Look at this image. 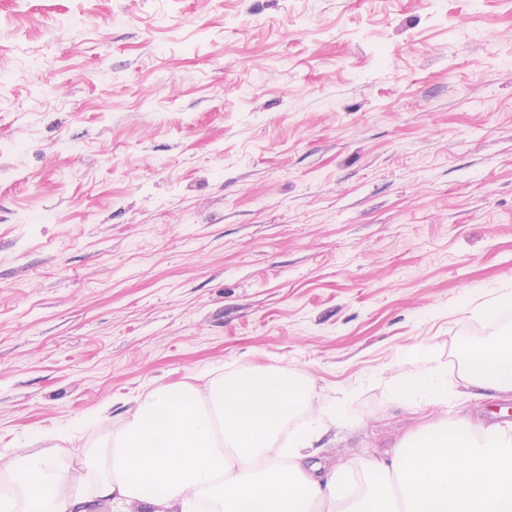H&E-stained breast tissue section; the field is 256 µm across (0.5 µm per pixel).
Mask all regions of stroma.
Returning <instances> with one entry per match:
<instances>
[{"instance_id": "obj_1", "label": "stroma", "mask_w": 512, "mask_h": 512, "mask_svg": "<svg viewBox=\"0 0 512 512\" xmlns=\"http://www.w3.org/2000/svg\"><path fill=\"white\" fill-rule=\"evenodd\" d=\"M506 289L512 0H0V450L268 365L345 407L326 464L511 424L388 400Z\"/></svg>"}]
</instances>
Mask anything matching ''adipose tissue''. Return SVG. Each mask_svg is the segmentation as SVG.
Wrapping results in <instances>:
<instances>
[{"instance_id":"adipose-tissue-1","label":"adipose tissue","mask_w":512,"mask_h":512,"mask_svg":"<svg viewBox=\"0 0 512 512\" xmlns=\"http://www.w3.org/2000/svg\"><path fill=\"white\" fill-rule=\"evenodd\" d=\"M462 384L447 368L427 365L391 386V400L410 408L457 395L512 393V336L477 347L462 341ZM307 421L291 428V421ZM340 406L319 407L310 379L277 366L221 375L203 385L159 386L134 399L124 424L75 467L58 452L59 434H42L29 458L0 450V475L12 481L0 512H92L69 495L85 469L96 495L140 512H512V427L467 415L400 438L389 458L361 471L346 465L324 476L317 444L345 426Z\"/></svg>"}]
</instances>
